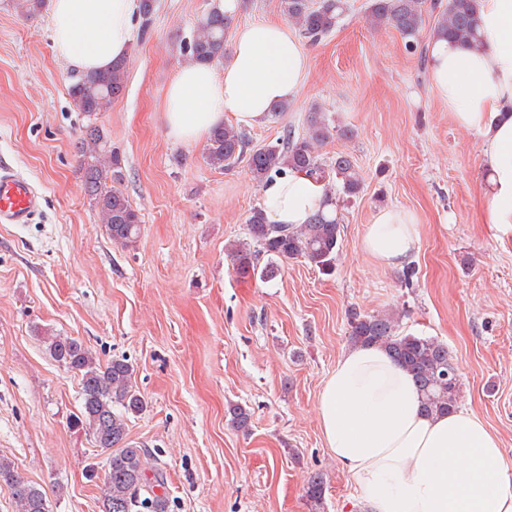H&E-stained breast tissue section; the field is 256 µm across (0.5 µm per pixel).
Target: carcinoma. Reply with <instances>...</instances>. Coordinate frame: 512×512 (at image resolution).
Here are the masks:
<instances>
[{"mask_svg": "<svg viewBox=\"0 0 512 512\" xmlns=\"http://www.w3.org/2000/svg\"><path fill=\"white\" fill-rule=\"evenodd\" d=\"M426 0H369L367 21L389 26L405 40L413 53L425 24ZM283 13L301 34L318 42L332 33L347 10V0H281ZM438 10L433 34L453 39L464 46L481 42L474 0H447L435 3ZM156 0H141V37L151 33ZM231 19L216 4L198 19L191 39L181 45L183 56L191 63L217 65L224 60L225 37ZM126 60L105 72L80 74L68 88L77 111L86 117L105 112L124 94ZM345 129L330 120L317 105L310 109L307 128L297 136L288 129L276 142L261 146L251 144L245 132L229 125H219L208 136L206 160L214 168L228 169L244 162L257 185L286 168L302 171L324 185L330 204L337 205L336 194L353 197L362 189V180L350 156L336 154L331 166L319 159L318 147L335 135L348 136ZM82 157V191L97 211L113 243L127 247L140 235L142 220L128 197L119 188L124 179L118 152L107 147L100 128L88 124L77 142ZM248 239L227 249L235 274L242 278L260 276L271 279L281 264L303 258L322 272L336 264L341 239L337 210L319 212L297 228L271 224L262 209H254L246 220ZM265 263H260L261 258ZM351 345H375L384 348L413 378L421 395V410L428 415H443L458 408L460 376L448 354V346L433 337L400 331V315L393 310L349 314ZM46 350L60 366L80 380V409L70 424L86 431L94 446L107 455L108 472L100 512H168L163 471L147 476L145 449L134 446L128 438L130 417L144 408V399L135 390L134 366L126 358L100 362L79 339L52 331L43 336ZM228 424L247 432L252 425L250 410L235 404L228 410ZM325 474H313L306 497L314 512L322 504ZM10 489L18 512H50L46 493L25 480L12 461L0 457V486Z\"/></svg>", "mask_w": 512, "mask_h": 512, "instance_id": "cac0c4a2", "label": "carcinoma"}]
</instances>
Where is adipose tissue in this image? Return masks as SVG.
<instances>
[{
	"instance_id": "adipose-tissue-1",
	"label": "adipose tissue",
	"mask_w": 512,
	"mask_h": 512,
	"mask_svg": "<svg viewBox=\"0 0 512 512\" xmlns=\"http://www.w3.org/2000/svg\"><path fill=\"white\" fill-rule=\"evenodd\" d=\"M482 42L468 48L432 38L429 81L461 129L478 133L489 179L485 223L512 230V0H476ZM53 46L79 72H104L127 56L139 0H50ZM308 55L277 21L235 29L220 66L184 64L164 93L170 139L193 143L232 115L264 124L273 104L298 94ZM270 223L297 226L322 209V184L284 170L260 186ZM415 215L378 209L361 240L364 254L397 268L417 249ZM319 424L327 448L358 488L369 512H512V462L475 414L427 416L408 374L382 348L347 349L326 379Z\"/></svg>"
}]
</instances>
